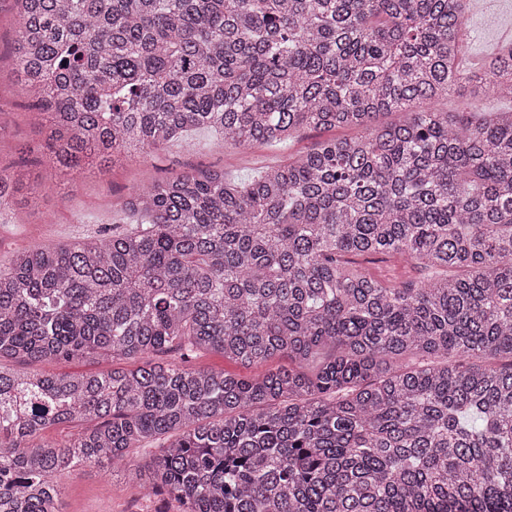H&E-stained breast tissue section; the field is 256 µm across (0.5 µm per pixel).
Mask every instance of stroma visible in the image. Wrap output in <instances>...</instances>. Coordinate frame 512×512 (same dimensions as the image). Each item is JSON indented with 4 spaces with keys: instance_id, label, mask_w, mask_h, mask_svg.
I'll return each instance as SVG.
<instances>
[{
    "instance_id": "1",
    "label": "stroma",
    "mask_w": 512,
    "mask_h": 512,
    "mask_svg": "<svg viewBox=\"0 0 512 512\" xmlns=\"http://www.w3.org/2000/svg\"><path fill=\"white\" fill-rule=\"evenodd\" d=\"M15 22L12 0H0V102L13 104L4 117L5 130L0 133V167H9L23 158L53 182L57 174L37 150L43 134L20 95L10 52ZM462 28L464 65L478 69L500 46L512 43V0H470ZM351 135L347 128L305 130L282 147L256 143L241 151L226 145L222 136L199 130L188 140L171 142L153 155L132 154L115 166L106 180H98L89 170L73 174L64 196L50 192L32 202L26 192H19L18 221L0 223V269L8 267L14 253L25 247L70 242L94 232L111 233L133 188L171 175L208 169L242 178L253 169L274 166L305 153L318 142ZM360 264L371 277L392 288L417 276L410 264L388 255L366 256ZM146 454L143 448L131 450L127 460L116 465L110 479L100 476L94 466L73 472L64 481L66 512H179L176 503L147 498L142 481L126 479V472L141 464Z\"/></svg>"
}]
</instances>
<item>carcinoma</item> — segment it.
<instances>
[{
    "label": "carcinoma",
    "instance_id": "cac0c4a2",
    "mask_svg": "<svg viewBox=\"0 0 512 512\" xmlns=\"http://www.w3.org/2000/svg\"><path fill=\"white\" fill-rule=\"evenodd\" d=\"M13 2L52 165L108 168L200 127L240 148L364 134L245 180L156 181L112 234L16 253L0 512H64L65 475L158 440L132 475L182 512H512V111L433 107L456 87L512 98L511 44L463 68L468 0ZM24 167L0 168V210ZM376 254L422 278L350 263ZM208 351L291 365L187 366ZM86 356L112 368L9 365ZM351 259L359 262L371 277L392 288H399L417 277L414 268L398 257L378 254ZM190 365L195 369L225 371L242 377H254L265 373L268 369L280 365L288 366L287 357H277L269 363L262 365H243L240 362L224 359L219 353H200Z\"/></svg>",
    "mask_w": 512,
    "mask_h": 512
}]
</instances>
